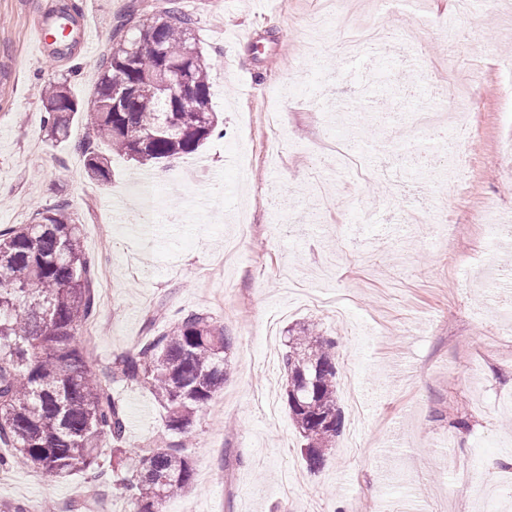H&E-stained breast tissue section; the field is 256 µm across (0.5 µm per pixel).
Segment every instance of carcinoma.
I'll return each mask as SVG.
<instances>
[{
	"label": "carcinoma",
	"mask_w": 512,
	"mask_h": 512,
	"mask_svg": "<svg viewBox=\"0 0 512 512\" xmlns=\"http://www.w3.org/2000/svg\"><path fill=\"white\" fill-rule=\"evenodd\" d=\"M129 10L113 30L94 91L74 96L68 80L42 89L43 128L50 141L69 137L82 112L93 135L81 143L88 177L108 182L107 147L141 164L195 152L218 128L211 106L209 71L202 56L187 57L191 18L165 0L151 19ZM188 71L190 85L175 95L162 70ZM129 88L128 101L112 106L114 84ZM95 261L85 251L70 204H55L32 224L0 229V469L21 461L52 477L97 465L98 449L123 455L122 490L132 512H161L162 502L189 489L193 465L184 438L195 413L224 384L232 337L211 317L191 312L136 353L108 361L90 357L81 336L96 311ZM282 357L289 414L305 442L310 467L341 433L337 405L336 342L302 327L288 337ZM149 388L163 410L162 437L126 454L128 412L112 393L118 385Z\"/></svg>",
	"instance_id": "cac0c4a2"
}]
</instances>
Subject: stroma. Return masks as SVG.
I'll list each match as a JSON object with an SVG mask.
<instances>
[{
  "label": "stroma",
  "mask_w": 512,
  "mask_h": 512,
  "mask_svg": "<svg viewBox=\"0 0 512 512\" xmlns=\"http://www.w3.org/2000/svg\"><path fill=\"white\" fill-rule=\"evenodd\" d=\"M161 0H0V227L30 223L65 200L84 247L111 288L98 307L100 359L135 353L143 337L190 312L233 336L221 410L200 409L186 440L194 485L162 512H512V237L480 234L478 215L512 219V0H179L212 82L224 133L164 165L110 155L111 181L92 182L75 116L67 141H47L40 88L70 75L90 95L109 34L130 5L152 17ZM75 4L88 50L40 59L35 19ZM378 19L390 42L416 32L422 72L406 57L351 55L342 18ZM456 84L473 106L459 160L423 166L438 142L415 115ZM350 101L357 167L324 154ZM417 188L436 242L404 223L400 183ZM497 277L503 293L483 283ZM336 341L342 430L309 470L282 398L288 327ZM131 419L126 449L162 429L147 389L119 387ZM479 471L485 497L468 487ZM111 449L95 470L60 479L18 466L0 485L7 505L51 499L57 512H128Z\"/></svg>",
  "instance_id": "35a3bbf8"
}]
</instances>
